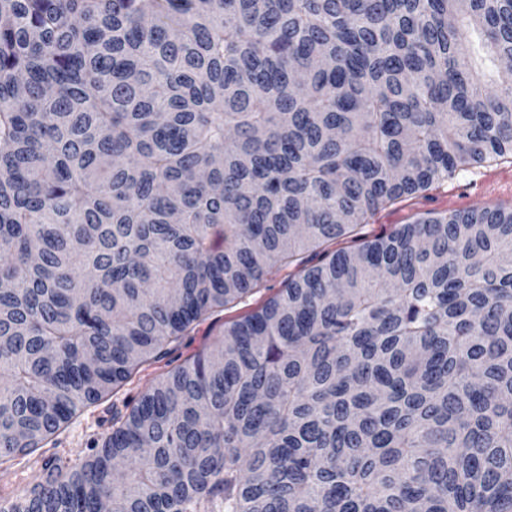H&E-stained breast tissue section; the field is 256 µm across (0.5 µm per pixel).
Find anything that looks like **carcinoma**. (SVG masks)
Listing matches in <instances>:
<instances>
[{"mask_svg":"<svg viewBox=\"0 0 512 512\" xmlns=\"http://www.w3.org/2000/svg\"><path fill=\"white\" fill-rule=\"evenodd\" d=\"M510 61L512 0H0V469L213 331L0 512H512V209L361 233L512 163ZM485 175L509 178L512 182V165L509 163L475 165L466 171H461L439 189L421 192L402 207L379 212L371 224H368L367 229L371 233L378 234L394 224H407L418 216L472 208L467 205L469 198L477 191L476 183ZM287 274L288 269L281 271L272 270V272L263 279L258 293L247 299L246 303H242L231 310L224 311V320L249 311L251 307H254L255 304L262 299L277 293L279 289L283 287V281Z\"/></svg>","mask_w":512,"mask_h":512,"instance_id":"obj_1","label":"carcinoma"}]
</instances>
